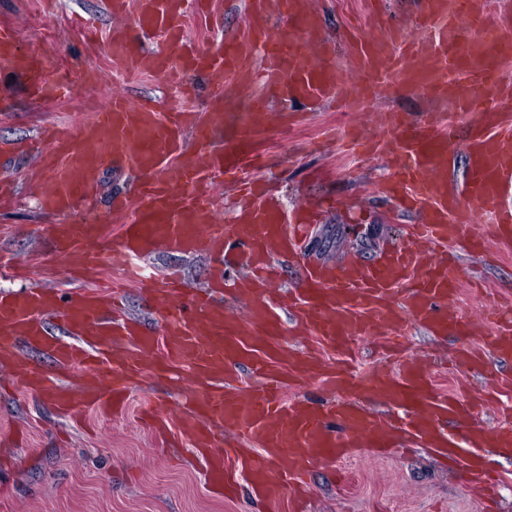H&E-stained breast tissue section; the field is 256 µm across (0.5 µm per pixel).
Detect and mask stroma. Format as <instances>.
Wrapping results in <instances>:
<instances>
[{"instance_id":"35a3bbf8","label":"stroma","mask_w":512,"mask_h":512,"mask_svg":"<svg viewBox=\"0 0 512 512\" xmlns=\"http://www.w3.org/2000/svg\"><path fill=\"white\" fill-rule=\"evenodd\" d=\"M217 15L186 14L190 42L215 46L227 38L248 43L250 0H222ZM322 20L321 38L331 50L330 61L347 75L352 51L359 39L378 37L388 28L414 31L419 0H380L370 15L367 0H310ZM0 22L9 24L22 51L45 53L51 75L64 77L65 97L43 102L28 92L20 73L0 69V144H16L48 125L67 124L89 108L106 107L113 92L153 102L158 111L199 112L221 107L245 112L259 85L240 84L236 75L216 78L207 72L185 73L180 90L168 89L156 76L129 72L114 57L109 39L114 27L132 25V16L116 17L105 0H0ZM371 110L389 109L409 118H421L432 107L420 90H385L369 102ZM271 119L253 133V148L265 153L263 179L268 193L284 210L317 212L303 253L315 264L354 257L376 260L382 248L407 242L406 225L415 223V211H399L377 188L387 176L380 157H354L338 148L331 128L361 124L372 136L369 112H344L333 103L311 106L300 101L284 105L269 100ZM450 173L464 181L469 170L467 144L475 135L474 118L450 114ZM36 160L14 152L0 158V180L14 183L15 202L0 213V292H21L39 284L69 291L86 286L54 252L51 227L60 222L118 224L114 199L133 191L131 174L120 165L105 167L98 192L89 204L65 216L47 214L36 191L26 180ZM462 270V286L453 306L443 308L449 320H469L466 335L435 334L413 328L404 340L411 356H428L438 373L437 389L468 400L477 391L491 390L475 422L493 427L502 422L512 396L496 392V374L512 371V360L489 359L485 369L472 374L458 369L453 357L466 344L483 342L490 331L485 313L512 297V253L495 241L485 250H470L465 242L449 247ZM148 263L159 274L175 272L188 287H207L215 275L241 279L243 273L208 253L149 252ZM278 369L287 372L291 351L312 347L323 361L338 364L343 350L315 346L288 314H281L271 342ZM172 383L147 378L138 384L126 414L104 419L85 410L80 420L57 413L35 394H0V427L23 430L29 449L0 441V512H267L252 488L241 485L233 499L212 497L202 479L192 449L182 460L170 458L155 434L138 418L146 401L175 399ZM348 479L314 468L308 476L306 512H482L478 494L467 488L452 460L431 449L408 445L395 455H382L367 446L342 464Z\"/></svg>"}]
</instances>
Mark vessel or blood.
Segmentation results:
<instances>
[{
  "mask_svg": "<svg viewBox=\"0 0 512 512\" xmlns=\"http://www.w3.org/2000/svg\"><path fill=\"white\" fill-rule=\"evenodd\" d=\"M133 8V31L112 33V47L131 71L170 76V57L183 66L220 74H250L259 69L265 91L247 112H179L163 114L146 102L113 96L107 109L83 113L77 124L31 139L27 149L43 161L46 176L39 194L46 211L66 214L97 190L106 163L117 161L140 182L134 200L117 201L124 215L117 231L101 224H57L52 237L70 263L99 268L107 263L147 290L160 306L163 332L154 335L125 317L108 289L67 294L30 288L0 295V362H10L13 386L36 393L70 413L83 406L102 416L125 413L136 380L187 368L182 385L189 419L177 424L162 404L149 412L156 428L188 436L204 457L205 477L215 493L230 490L245 475L256 492H288L299 498L304 477L314 466L335 468L359 444L394 451L398 437L431 448L449 449L469 484L488 483L477 460L487 449L512 453V425L468 426L454 432L442 420L464 412L455 396L435 390L424 363L398 361L366 379L343 370L324 369L312 354L291 357L287 378L316 381L340 392V400L321 407L286 395L284 379L269 377V363L257 358L277 323L276 311L296 317L317 344L347 345L350 340L396 346L410 326H428L436 334L468 330L469 322L449 324L437 309L455 301L460 286L457 267L448 261V245L471 223L474 208L495 215L494 235L512 243V209L500 205L512 190V83L501 65L512 58V11L494 20L475 9L474 0H422L417 26L428 40L394 29L360 42L353 78L343 80L330 64L318 35L319 20L308 0H252L251 28L261 34L260 64L252 66L239 42L219 48L186 49L182 0H113V11ZM288 21L289 29L271 32L270 19ZM0 62L21 70L35 95L54 99L64 85L46 72L35 52L18 54L9 30L0 26ZM392 85L414 87L439 102L425 120L406 121L399 113L379 111L372 126L379 145H391L393 173L385 191L405 195L421 212L407 227L413 239L425 240L424 253L399 251L381 262L358 260L307 269L293 287L272 294L268 259L272 250L299 253L309 226L302 215L284 222L281 212L256 198L236 223L219 224L200 195L203 181L256 167L259 156L244 145L213 147L217 124L249 133L264 126L267 92L310 101L335 100L347 111H364L379 90ZM476 116L478 133L470 148V172L463 188L451 185L448 172L446 111ZM197 142H181L184 125ZM193 252L205 249L219 258L241 250L248 269L252 307L248 318H233L217 305L213 292L183 286L176 274L147 273L139 260L154 248ZM62 319L65 336L50 332L47 318ZM46 352L78 379L71 387L27 364L20 344ZM495 356L512 358V328L495 325L487 340ZM249 366L255 378L225 384L229 364ZM373 395L403 403L401 422L366 413L360 402ZM256 441L258 450L242 455L238 445Z\"/></svg>",
  "mask_w": 512,
  "mask_h": 512,
  "instance_id": "vessel-or-blood-1",
  "label": "vessel or blood"
}]
</instances>
